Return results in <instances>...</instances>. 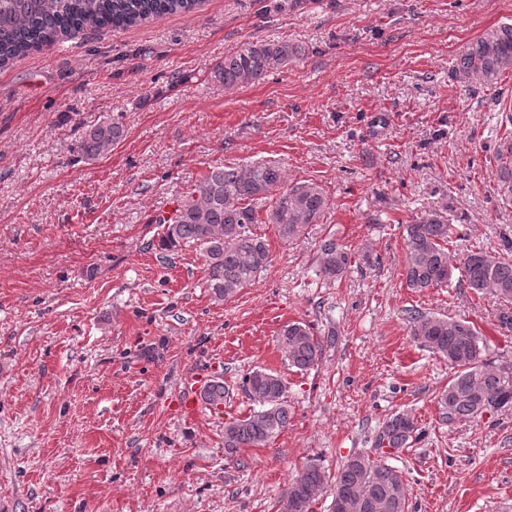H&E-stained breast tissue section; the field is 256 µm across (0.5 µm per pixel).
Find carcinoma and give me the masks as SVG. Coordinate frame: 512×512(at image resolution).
<instances>
[{
    "mask_svg": "<svg viewBox=\"0 0 512 512\" xmlns=\"http://www.w3.org/2000/svg\"><path fill=\"white\" fill-rule=\"evenodd\" d=\"M197 0H0V67L13 64L31 52L54 45L70 32L82 29L128 28L155 17L190 12ZM301 48L286 41H256L243 44L224 56L215 77L227 88L258 83L271 72L298 60ZM512 69V25L488 30L468 49L455 66L464 80L497 82ZM124 136L117 123L102 122L87 129L80 144L81 155L96 158L112 151ZM499 195L512 200V133L494 145ZM283 170L274 162L258 161L245 167L214 166L181 199L170 217L157 219L163 225L157 247L174 251L187 243L202 249L204 284L218 301L233 298L250 286L269 266L271 255L265 237L251 225L265 222L284 242L299 239L328 205L323 188L304 181L281 189ZM269 199L266 220L257 205ZM406 258L402 276L415 291L448 285L461 270L467 287L477 296L496 299L499 328L512 332V262L485 251H472L459 267L448 253L453 233L449 220L438 213L426 214L405 225ZM378 257L365 249L353 252L333 237L318 246L319 276L325 281L341 279L353 266L373 267ZM410 336L448 361L454 369L437 399L444 422L474 421L488 412L512 407V364L489 357L480 332L471 321L407 310ZM279 346L288 365L301 371L322 357L324 341L302 322L289 323L279 333ZM242 387L258 408L245 416L224 422V451L233 457L244 448L260 447L280 435L290 420L281 376L258 369L247 374ZM415 418L405 412L387 419L375 447L398 450L417 437ZM333 485L331 512H345L339 502L349 499L352 512H407L404 472L364 455L347 458L330 481L325 469L307 463L286 489L288 512H314L313 505L328 485Z\"/></svg>",
    "mask_w": 512,
    "mask_h": 512,
    "instance_id": "cac0c4a2",
    "label": "carcinoma"
}]
</instances>
